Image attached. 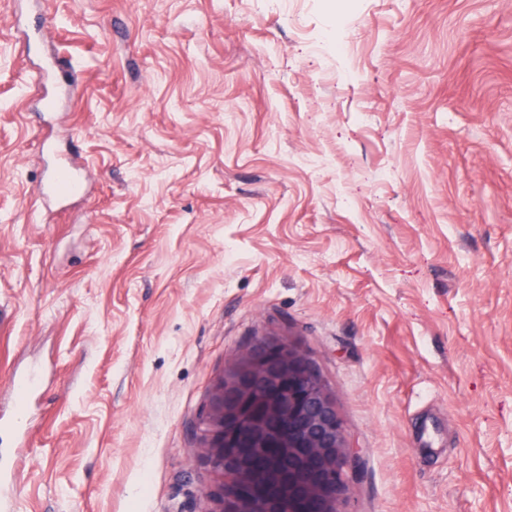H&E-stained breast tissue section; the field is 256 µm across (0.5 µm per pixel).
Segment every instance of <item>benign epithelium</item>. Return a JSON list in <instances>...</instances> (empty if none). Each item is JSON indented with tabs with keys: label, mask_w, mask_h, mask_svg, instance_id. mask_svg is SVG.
<instances>
[{
	"label": "benign epithelium",
	"mask_w": 512,
	"mask_h": 512,
	"mask_svg": "<svg viewBox=\"0 0 512 512\" xmlns=\"http://www.w3.org/2000/svg\"><path fill=\"white\" fill-rule=\"evenodd\" d=\"M200 432L220 478L213 512H341L358 451L315 362L291 342L256 339L215 384Z\"/></svg>",
	"instance_id": "7a95c632"
}]
</instances>
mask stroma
<instances>
[{"mask_svg":"<svg viewBox=\"0 0 512 512\" xmlns=\"http://www.w3.org/2000/svg\"><path fill=\"white\" fill-rule=\"evenodd\" d=\"M0 312L11 512H212L261 336L362 451L342 512H512V0H0ZM46 152L55 155L52 176L43 182L39 188V197L43 202L49 200L61 201L67 194L75 193L83 188V178L74 160L62 151L57 150L53 142H44Z\"/></svg>","mask_w":512,"mask_h":512,"instance_id":"obj_1","label":"stroma"}]
</instances>
